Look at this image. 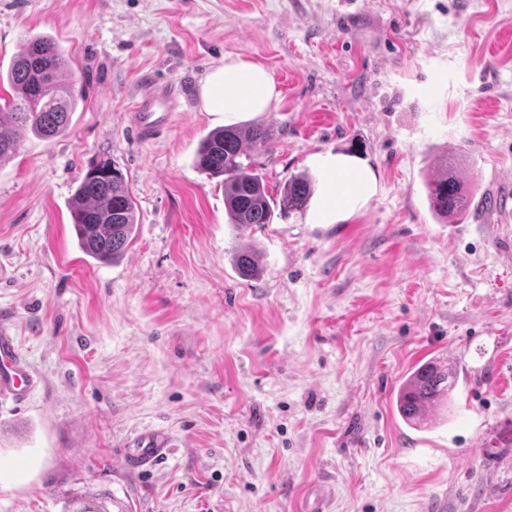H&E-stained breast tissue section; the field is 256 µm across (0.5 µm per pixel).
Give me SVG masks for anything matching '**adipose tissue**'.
Instances as JSON below:
<instances>
[{
  "instance_id": "1",
  "label": "adipose tissue",
  "mask_w": 512,
  "mask_h": 512,
  "mask_svg": "<svg viewBox=\"0 0 512 512\" xmlns=\"http://www.w3.org/2000/svg\"><path fill=\"white\" fill-rule=\"evenodd\" d=\"M205 111L233 121L244 112L268 111L276 100L272 77L260 65L238 58L225 59L206 78L201 88ZM325 185V204L319 223L331 224L365 203L375 192L374 174L345 157H326L321 161Z\"/></svg>"
}]
</instances>
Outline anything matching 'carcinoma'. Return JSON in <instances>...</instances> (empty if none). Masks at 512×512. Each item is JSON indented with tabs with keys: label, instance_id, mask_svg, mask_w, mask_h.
<instances>
[{
	"label": "carcinoma",
	"instance_id": "cac0c4a2",
	"mask_svg": "<svg viewBox=\"0 0 512 512\" xmlns=\"http://www.w3.org/2000/svg\"><path fill=\"white\" fill-rule=\"evenodd\" d=\"M67 66L65 51L57 41L31 36L13 58L8 74L0 71V84L6 81L12 90L11 98L0 96V162L17 154L20 131L48 140L69 128L78 95L62 80ZM275 141L274 124L259 123L216 129L199 145L197 165L222 178L224 208L230 223L240 230L269 223L274 207L285 216L302 214L307 208L312 192L308 176L289 179L274 199L253 168L251 153L269 152ZM428 191L433 209L444 217L455 218L471 208V196L453 175H437ZM71 216L84 255L110 263L123 254L135 229L136 206L123 173L110 160L89 165L73 195ZM236 262L240 274L249 277L257 269L258 255L242 251ZM454 385L453 367L440 358L430 359L406 375L396 394V410L407 425L422 429L448 408ZM68 512L111 510L101 497L83 501Z\"/></svg>",
	"mask_w": 512,
	"mask_h": 512
}]
</instances>
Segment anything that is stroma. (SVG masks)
Here are the masks:
<instances>
[{
  "label": "stroma",
  "instance_id": "1",
  "mask_svg": "<svg viewBox=\"0 0 512 512\" xmlns=\"http://www.w3.org/2000/svg\"><path fill=\"white\" fill-rule=\"evenodd\" d=\"M53 37L83 99L64 135L21 133L0 163V324L41 384L0 399V512H512V222L430 205L456 155L475 199L512 182V0H0V65ZM263 66L278 97L256 155L270 194L313 181L304 213L242 231L195 164L222 127L201 86L225 58ZM181 88L167 131L136 138L142 75ZM352 155L375 194L317 224L318 161ZM110 158L136 204L123 255L79 249L72 195ZM259 255L256 278L235 255ZM455 360L447 419L413 429L393 398ZM169 457L126 471L137 433Z\"/></svg>",
  "mask_w": 512,
  "mask_h": 512
}]
</instances>
